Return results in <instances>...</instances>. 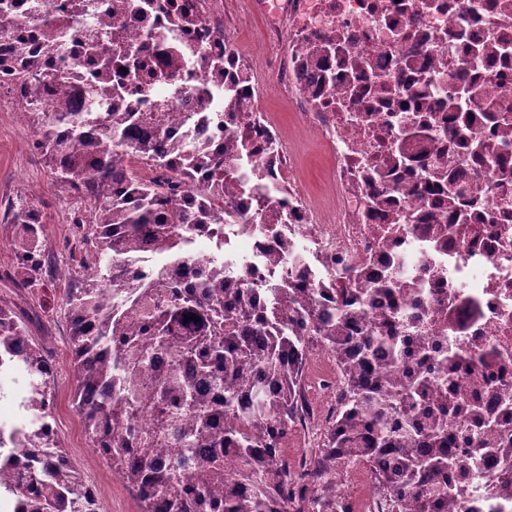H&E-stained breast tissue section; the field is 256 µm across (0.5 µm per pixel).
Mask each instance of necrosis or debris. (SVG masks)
I'll return each mask as SVG.
<instances>
[{"label": "necrosis or debris", "instance_id": "1", "mask_svg": "<svg viewBox=\"0 0 512 512\" xmlns=\"http://www.w3.org/2000/svg\"><path fill=\"white\" fill-rule=\"evenodd\" d=\"M126 0H11L0 29V112H19L27 88L20 63L39 58L65 77L46 84V104L68 94L69 111L108 112L84 87L92 59L112 54L100 37L119 18L142 68L109 69L110 81L142 87L161 69L166 45L148 30L176 34L188 55L174 80L148 97L144 111L164 108L185 150L208 144L224 153V137L246 142L239 174L228 181L237 209L215 233L190 235L179 255H126L134 275L186 272L202 258L222 264L247 288L283 280L313 288L331 303L356 286L371 291L351 324L353 335L376 331L395 342L369 378L426 384L413 427L439 429L454 463L452 489L437 512H512V0H275L269 40L288 39L280 71L285 90L298 92L294 118L319 140L332 206L314 203L280 128L262 112L229 120L216 97L204 121L186 128L207 75L220 59L227 73L251 83L250 62L232 48L221 22L224 0H174L173 12L130 15ZM263 186L283 201L287 223L263 233L248 204L253 161ZM392 282L375 292L378 280ZM311 343L310 360L324 370L298 390L293 426L306 451L292 483L306 499L291 512H311L318 494L309 449L324 445L339 419L342 376L337 356ZM377 461L345 456L336 469V499L350 512H388L394 493L378 487Z\"/></svg>", "mask_w": 512, "mask_h": 512}]
</instances>
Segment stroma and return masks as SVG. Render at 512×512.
Instances as JSON below:
<instances>
[{
    "mask_svg": "<svg viewBox=\"0 0 512 512\" xmlns=\"http://www.w3.org/2000/svg\"><path fill=\"white\" fill-rule=\"evenodd\" d=\"M269 21L266 12L247 11L243 0H224V28L234 48L251 62L259 107L261 111L273 115L286 136L306 144L307 149L301 154V164L313 188L314 198L320 202L324 199L323 151L316 138L300 129L292 118L293 106L287 92L275 89L278 79L275 61L279 48L265 38ZM32 137V129L20 124L14 113L0 112V195L17 204L25 201L37 206L48 229L45 257L50 265L37 286V296L32 301L23 293L14 298L15 305L22 311H30L32 303L36 302L43 312L59 314L58 324H43L34 320L29 325L32 336L47 346L54 337H66L71 333L69 318L62 315L61 310L65 306L66 291L73 287L78 275L54 260L55 250L69 229L60 208L67 190L56 182L42 156H31L29 142ZM75 391L76 383L72 380L55 387L54 410L63 423L59 435L61 444L67 448L77 468L99 473L98 492L105 512H139L134 494L118 476L113 475L88 443L73 406Z\"/></svg>",
    "mask_w": 512,
    "mask_h": 512,
    "instance_id": "1",
    "label": "stroma"
}]
</instances>
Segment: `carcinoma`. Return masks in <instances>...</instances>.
<instances>
[{"label": "carcinoma", "instance_id": "obj_1", "mask_svg": "<svg viewBox=\"0 0 512 512\" xmlns=\"http://www.w3.org/2000/svg\"><path fill=\"white\" fill-rule=\"evenodd\" d=\"M131 9L138 14L165 11L168 3L136 0ZM103 37L112 41V58L129 59L130 47L117 20L110 21ZM41 84L34 83L27 100L33 148L56 180L80 189L87 203L83 223L72 225L75 245L84 249L79 264L84 279L66 294L77 380L74 405L85 433L106 465L135 492L139 512H288L292 466L281 443L294 422L305 349L320 338L342 350L350 341L352 303L363 290L340 295L324 311L304 288L274 285L268 289L271 300L265 302L255 289L235 287L216 269L209 274L197 270L193 282L130 283L118 254L152 248L174 255L185 236L224 223V210L200 192L170 221L162 206L192 183L200 166L209 167L213 182L224 186V178L236 172L237 141L224 139L222 157L211 156L203 145L186 153L170 140L161 113L154 117V137H142L133 145L127 134L137 128L143 113L138 111L141 101L124 87L112 86V112L101 120L96 112L71 118L67 112L45 111L37 91ZM234 88L224 85V111H250ZM89 126L100 128L98 137L87 138ZM129 148L179 180L165 186L143 184L122 169L114 171ZM254 206L262 223H285L273 198L260 197ZM39 223V212L32 207L13 214L14 245L22 268L31 271L42 268L41 248L29 236V228ZM106 281L128 295L113 302L105 294ZM158 292L165 300L142 321L130 324L127 309ZM191 315L199 321L184 320ZM19 340L24 349L18 365L34 377L27 409L42 419L51 414V369L43 347L29 336L24 317L1 294V360L12 357ZM383 346L380 336H364L357 359L343 363L346 408L327 447L319 449L317 469L330 468L351 449L367 460L383 450H399L400 466L380 474V484L403 487L408 512H435V500L448 495V486L435 492L419 489V471H447L448 456L427 442L414 450L410 435L392 422L397 404L419 400L420 389L386 381L377 388L371 385L368 376ZM159 351L172 354L173 363L157 369L145 388L142 369ZM175 451L178 459L168 461ZM229 453L244 468L226 480ZM16 468L24 469L26 477L0 485V498L11 512H101L100 499L86 491L83 472L59 440L35 433L18 451L0 447V474Z\"/></svg>", "mask_w": 512, "mask_h": 512}]
</instances>
